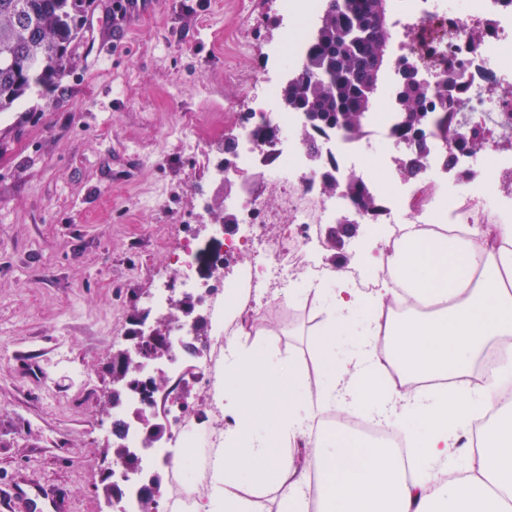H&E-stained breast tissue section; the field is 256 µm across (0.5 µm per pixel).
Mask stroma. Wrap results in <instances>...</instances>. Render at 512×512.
Instances as JSON below:
<instances>
[{
	"mask_svg": "<svg viewBox=\"0 0 512 512\" xmlns=\"http://www.w3.org/2000/svg\"><path fill=\"white\" fill-rule=\"evenodd\" d=\"M114 11L94 0L74 68L0 113V490L37 479L62 512H110L109 362L184 243L201 259L223 250L212 163L251 110L243 79L279 73L281 0ZM212 109L223 121L196 148ZM268 312L277 329L248 346L299 357L320 382L312 298ZM61 347L85 380L57 365Z\"/></svg>",
	"mask_w": 512,
	"mask_h": 512,
	"instance_id": "35a3bbf8",
	"label": "stroma"
}]
</instances>
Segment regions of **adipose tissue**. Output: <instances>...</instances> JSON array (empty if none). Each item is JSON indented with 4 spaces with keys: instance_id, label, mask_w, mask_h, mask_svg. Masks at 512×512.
Segmentation results:
<instances>
[{
    "instance_id": "obj_1",
    "label": "adipose tissue",
    "mask_w": 512,
    "mask_h": 512,
    "mask_svg": "<svg viewBox=\"0 0 512 512\" xmlns=\"http://www.w3.org/2000/svg\"><path fill=\"white\" fill-rule=\"evenodd\" d=\"M379 262L405 284L402 313L390 311L384 279L367 294L338 272L330 284L289 289L318 303L314 352L327 376L316 387L296 357L250 351L241 336L228 341L224 446L193 512H257L248 494L271 484L280 512H308L312 496L319 512H501L512 501V416L485 424L497 383H471L485 350L512 339V223L478 225L464 239L411 236ZM344 335L361 343L340 362L336 339ZM386 360L401 375L448 380L453 389L378 383ZM336 407L406 428L417 478H405L390 449L346 428L311 434L309 422ZM475 425L483 446L459 455V437ZM297 446L299 463L285 454Z\"/></svg>"
}]
</instances>
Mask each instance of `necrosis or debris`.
Listing matches in <instances>:
<instances>
[{"label": "necrosis or debris", "instance_id": "1", "mask_svg": "<svg viewBox=\"0 0 512 512\" xmlns=\"http://www.w3.org/2000/svg\"><path fill=\"white\" fill-rule=\"evenodd\" d=\"M393 27L399 37L394 63L413 66L429 91L448 89V109L454 128L447 139L430 138V153L423 158L419 176L394 183L387 160L405 153L403 136L393 108L371 113L364 133L352 139L327 131L301 139L299 115L279 108L281 80L268 74L257 75L264 91L253 112L241 125L235 166L238 171L253 167L257 155L277 151V163L264 176L281 193L279 209L249 191L229 199V206L243 217L231 250L251 249L253 266L244 268L237 283L239 297L232 312L223 303L211 308L212 334L204 344L192 374L202 387L200 406L185 405L174 396H155L158 418L166 433L161 448L143 463L151 470L162 463L171 500L190 505L194 493L206 484L204 461L218 445L216 434L202 426L203 410L219 412L215 384L224 375V348L231 337L257 325L263 310L256 303V288L266 282L276 298L301 277L320 281L325 271L312 259L307 243L318 226L333 224L344 210L347 186L360 180L370 184L378 209L366 217L370 224L392 225V241H401L408 220L419 226L430 224H485L490 216L512 214V202L498 198L504 177L512 178V164L499 154L495 133H512V0H462L458 9L446 0H396ZM325 0H283L285 26L275 53L281 65L291 71L301 69L307 60L312 24L324 8ZM480 133L479 170L465 168L463 141ZM318 148L317 160L307 151ZM457 161L453 178L439 174L440 163ZM334 171L338 187L334 193L317 191L327 171ZM323 423L342 425L377 445L392 449L399 459L408 457V435L404 429L355 413L323 414Z\"/></svg>", "mask_w": 512, "mask_h": 512}]
</instances>
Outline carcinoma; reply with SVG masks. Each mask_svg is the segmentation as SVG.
I'll use <instances>...</instances> for the list:
<instances>
[{
    "label": "carcinoma",
    "mask_w": 512,
    "mask_h": 512,
    "mask_svg": "<svg viewBox=\"0 0 512 512\" xmlns=\"http://www.w3.org/2000/svg\"><path fill=\"white\" fill-rule=\"evenodd\" d=\"M92 0H0V112H10L36 86H48L75 64L82 36L78 14ZM378 0H326L307 63L282 95L332 125L357 137L362 134L390 45V26L373 25ZM429 91L410 84L394 97L401 113L413 118L407 134L427 119ZM349 194L373 212L377 199L364 183L353 181Z\"/></svg>",
    "instance_id": "cac0c4a2"
}]
</instances>
